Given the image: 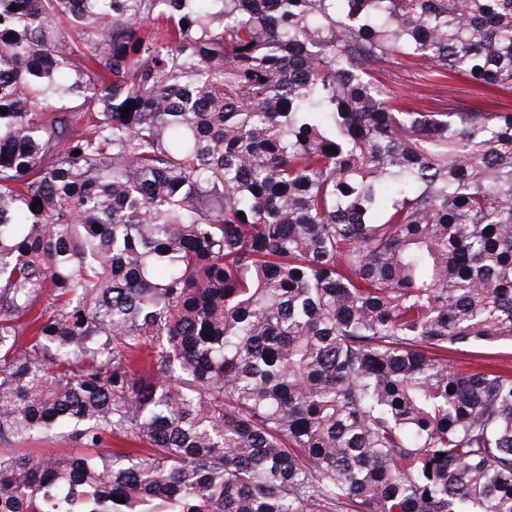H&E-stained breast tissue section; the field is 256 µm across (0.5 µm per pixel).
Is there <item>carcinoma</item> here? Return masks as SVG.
I'll return each instance as SVG.
<instances>
[{
	"instance_id": "1",
	"label": "carcinoma",
	"mask_w": 512,
	"mask_h": 512,
	"mask_svg": "<svg viewBox=\"0 0 512 512\" xmlns=\"http://www.w3.org/2000/svg\"><path fill=\"white\" fill-rule=\"evenodd\" d=\"M404 60L512 0H0V512H512V111ZM400 74V82L398 84L392 83L388 77H380L381 80L390 86L396 94L403 95H417L418 104L424 107H431V102L428 97H434L438 92L448 94V85L452 89H465L466 86L462 82L451 81L445 86L436 85L428 81L429 71L434 70L430 65H415L412 63L405 64L395 69ZM483 356H494L509 368L512 367V347L509 344H501L494 349L467 345H455L448 348V360L455 361L458 368H464L463 365L469 364L471 359Z\"/></svg>"
}]
</instances>
